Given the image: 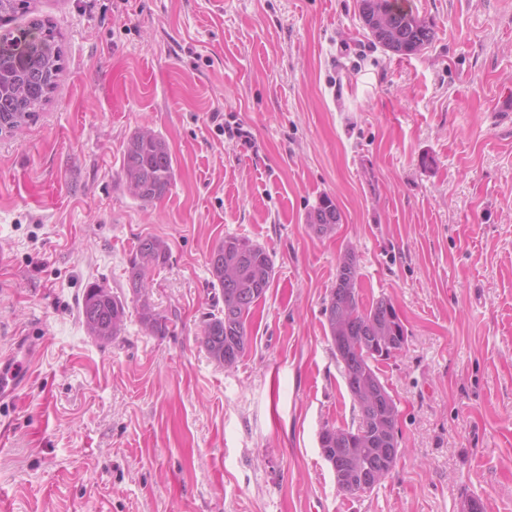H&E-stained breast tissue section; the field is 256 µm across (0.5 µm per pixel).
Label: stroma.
I'll list each match as a JSON object with an SVG mask.
<instances>
[{
    "instance_id": "stroma-1",
    "label": "stroma",
    "mask_w": 512,
    "mask_h": 512,
    "mask_svg": "<svg viewBox=\"0 0 512 512\" xmlns=\"http://www.w3.org/2000/svg\"><path fill=\"white\" fill-rule=\"evenodd\" d=\"M117 4L29 0L14 21L50 27L64 68L0 134V354L38 347L0 406V512H512V0H408L435 30L411 56L373 42L357 0ZM145 128L175 170L149 203L122 176ZM326 196L340 221L319 235ZM228 235L263 246L274 277L224 368L201 330ZM147 236L170 249L149 293L169 330L132 309L98 342L84 291L129 296ZM347 252L363 304L390 299L407 332L379 364L400 455L359 497L318 441L353 417L323 314ZM316 215L319 217L320 222L327 223L333 219L334 225L338 223L336 222V218L338 217L339 219V213L331 198L324 197L319 206L309 213L307 222L317 233H325L331 228L333 229V225L314 224V217Z\"/></svg>"
}]
</instances>
